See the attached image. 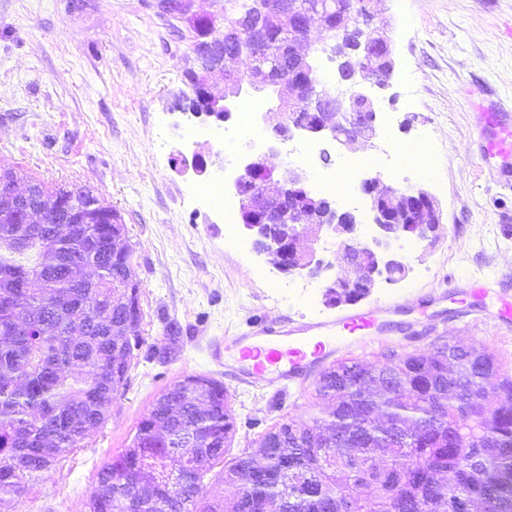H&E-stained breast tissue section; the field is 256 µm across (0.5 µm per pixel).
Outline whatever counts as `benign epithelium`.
I'll return each instance as SVG.
<instances>
[{"label":"benign epithelium","mask_w":512,"mask_h":512,"mask_svg":"<svg viewBox=\"0 0 512 512\" xmlns=\"http://www.w3.org/2000/svg\"><path fill=\"white\" fill-rule=\"evenodd\" d=\"M195 0H158L165 14L197 16ZM386 0H360L359 12L354 14L342 7H327L321 0L301 5L299 0H279L273 11L274 20L288 30V41L282 50L289 55L291 67L286 76H276L254 60L250 73L240 74L234 67L241 52L237 44L243 39L258 40L265 32L266 18L259 17L244 25L238 18L224 22V40L209 42L194 51L198 68L187 73L201 92V105L189 110L196 118H204L220 126L230 120L232 99L243 87H273L279 93L280 105L264 113L263 121L270 133L268 151L288 141L298 132L321 136L341 145L357 141L371 143L377 136L375 100L359 88L366 80L385 85L394 71L392 40L388 31L371 27L372 20L385 10ZM319 17L331 32L350 27L360 28L354 48L356 60L337 65L339 81L349 85V91L336 93L317 78V67L309 55L301 52L306 42L309 22ZM219 75L223 86L213 82ZM0 182L8 185L10 193L0 202V215L18 226L12 243L23 248L30 235L42 224V214L25 205L30 189L17 187L18 177L0 170ZM308 173L291 165L280 169L269 167L260 157H248L239 170L234 187L239 196L240 210L256 217L242 224L254 250L270 258L282 273L304 271L312 276L329 268L316 251L303 245L307 230L332 232L343 242L346 266L329 277L324 284V302L333 306L345 299L352 288L372 291L380 277L388 282L401 280L407 271L403 256L391 248L392 243L408 236L425 239L441 224V211L435 199L425 190L412 186L393 187L381 184L379 178L363 182L368 197V213L378 229L373 242L357 238L362 223L359 216L340 210L336 203L313 194Z\"/></svg>","instance_id":"benign-epithelium-1"}]
</instances>
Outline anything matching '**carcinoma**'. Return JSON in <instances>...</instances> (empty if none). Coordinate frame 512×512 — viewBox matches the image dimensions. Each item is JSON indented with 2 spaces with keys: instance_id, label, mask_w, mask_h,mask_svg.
I'll use <instances>...</instances> for the list:
<instances>
[{
  "instance_id": "obj_1",
  "label": "carcinoma",
  "mask_w": 512,
  "mask_h": 512,
  "mask_svg": "<svg viewBox=\"0 0 512 512\" xmlns=\"http://www.w3.org/2000/svg\"><path fill=\"white\" fill-rule=\"evenodd\" d=\"M276 0H227L230 16L269 11ZM215 21L187 22L195 44ZM285 31L268 20L265 39L249 52L288 73ZM348 57L357 33L335 34ZM45 208L41 234L11 256L0 221V274L28 267L24 321L0 306V499L19 498L29 481L64 461L104 423L127 385L144 340L110 285L129 274L130 250L112 249L109 226L77 224L53 245L46 237L91 203L79 186L50 187L33 179ZM103 270V280L78 284L70 270ZM188 393L166 389L137 421L130 445L98 472L88 512H512V370L495 354L444 342L429 353L392 354L372 365L344 358L316 379L331 406L309 421L289 419L261 434L259 455L231 456L236 421L224 385L204 376ZM224 464V480L245 471L229 501H209L204 482Z\"/></svg>"
}]
</instances>
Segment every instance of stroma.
I'll use <instances>...</instances> for the list:
<instances>
[{"label":"stroma","mask_w":512,"mask_h":512,"mask_svg":"<svg viewBox=\"0 0 512 512\" xmlns=\"http://www.w3.org/2000/svg\"><path fill=\"white\" fill-rule=\"evenodd\" d=\"M156 0H0V168L47 185H82L116 209L126 226L132 278L140 286L146 345H169L168 359L138 358L126 389L103 426L60 465L31 481L0 512H87L97 473L129 444L141 415L166 388L190 375L223 383L237 432L232 453L253 451L258 436L283 420H309L327 407L313 384L279 390L239 384L213 357L226 335L253 317L316 321L337 315L325 305L323 280L276 273L253 249L226 239L221 214L200 203L201 180L180 171V154L206 142L205 123L182 115L176 96L193 63V34L159 15ZM382 23L392 31L395 69L385 88L371 87L390 142H426L437 155L434 179L392 178L422 185L437 201L442 226L400 252L410 266L395 283L380 282L362 307L385 301L378 338L356 350L372 363L390 354L430 350L443 341L493 352L512 367V323L499 322L495 295L473 299L480 315L460 316L435 303L449 277L494 276L512 291V164L482 160L484 128L476 103L512 110V0H386ZM308 156L288 151L269 165L292 164L317 189L323 171L349 162L360 171L337 205L359 209L360 166L373 146L349 148L305 138ZM181 333L168 341L165 323Z\"/></svg>","instance_id":"1"}]
</instances>
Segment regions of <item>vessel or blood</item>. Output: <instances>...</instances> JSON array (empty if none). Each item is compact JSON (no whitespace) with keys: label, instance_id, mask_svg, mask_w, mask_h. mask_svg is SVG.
<instances>
[{"label":"vessel or blood","instance_id":"b4317fda","mask_svg":"<svg viewBox=\"0 0 512 512\" xmlns=\"http://www.w3.org/2000/svg\"><path fill=\"white\" fill-rule=\"evenodd\" d=\"M489 131L484 158L512 153V126L503 109L483 108ZM384 308H353L335 317L288 324L268 319L249 323L247 330L224 339V360L234 365L240 384L263 388L275 383L300 384L308 369L331 362L339 354L366 346L380 329Z\"/></svg>","mask_w":512,"mask_h":512}]
</instances>
